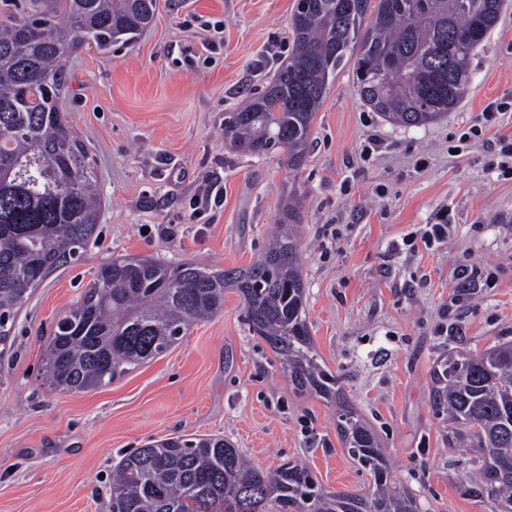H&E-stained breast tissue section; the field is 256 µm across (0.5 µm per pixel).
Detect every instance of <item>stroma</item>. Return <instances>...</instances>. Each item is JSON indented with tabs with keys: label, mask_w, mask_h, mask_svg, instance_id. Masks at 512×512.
Returning a JSON list of instances; mask_svg holds the SVG:
<instances>
[{
	"label": "stroma",
	"mask_w": 512,
	"mask_h": 512,
	"mask_svg": "<svg viewBox=\"0 0 512 512\" xmlns=\"http://www.w3.org/2000/svg\"><path fill=\"white\" fill-rule=\"evenodd\" d=\"M298 0H158L135 42L83 48L64 62L60 105L94 163L102 210L78 261L54 270L14 321L0 358V512H112L122 457L178 435L221 434L260 468L307 466L328 492L370 482L344 448L336 408L296 391L250 335L237 294L164 355L108 386L59 392L43 376L44 344L102 263L126 255L244 267L274 231L282 199L302 198L300 267L307 319L323 363L374 429L394 479L419 512H505L471 479L433 407L432 370L451 351L512 342V180L478 144L448 152L493 100L512 103V0L470 59L466 96L433 124H391L360 96L351 69L328 90L304 164L233 150L228 113L264 90L293 48ZM219 46L190 58L202 40ZM381 145L360 152L370 136ZM451 211L438 251L395 254L392 241ZM461 263L495 285L442 310ZM458 295V294H457Z\"/></svg>",
	"instance_id": "1"
}]
</instances>
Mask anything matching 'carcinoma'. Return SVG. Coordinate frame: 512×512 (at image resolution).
Returning <instances> with one entry per match:
<instances>
[{
    "label": "carcinoma",
    "instance_id": "1",
    "mask_svg": "<svg viewBox=\"0 0 512 512\" xmlns=\"http://www.w3.org/2000/svg\"><path fill=\"white\" fill-rule=\"evenodd\" d=\"M0 13V344L33 290L93 237L101 211L92 159L59 105L66 58L131 43L157 0H4ZM501 0H298L293 53L274 83L224 121L244 154L303 164L330 82L352 66L364 102L386 120L421 127L448 114L470 83L469 61L501 14ZM285 198L281 230L258 258L224 270L125 256L101 264L84 296L58 320L44 375L58 391L107 386L127 367L169 351L195 324L242 301L250 334L279 359L296 389L336 405L344 448L370 474L364 492L327 493L311 471L269 473L222 436L186 435L124 456L112 477V512H418L391 480L376 433L340 401L306 317L305 283ZM432 400L451 438L477 453L488 492L512 505V344L448 353L432 374Z\"/></svg>",
    "mask_w": 512,
    "mask_h": 512
}]
</instances>
